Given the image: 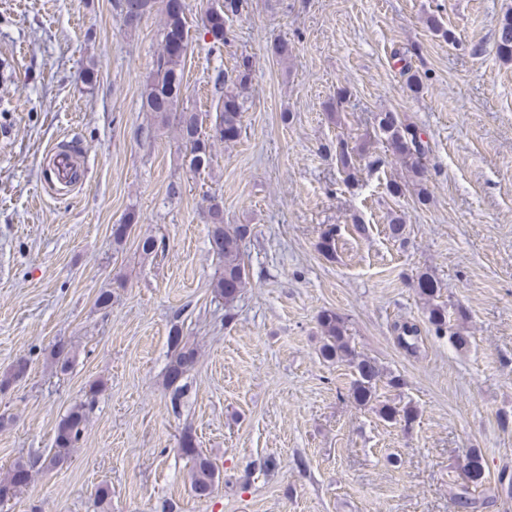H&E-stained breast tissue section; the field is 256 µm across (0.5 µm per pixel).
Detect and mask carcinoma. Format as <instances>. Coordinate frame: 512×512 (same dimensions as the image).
<instances>
[{
  "label": "carcinoma",
  "instance_id": "1",
  "mask_svg": "<svg viewBox=\"0 0 512 512\" xmlns=\"http://www.w3.org/2000/svg\"><path fill=\"white\" fill-rule=\"evenodd\" d=\"M154 0H120L119 7L124 15L125 24L133 27L149 12ZM243 9V0H221V3L206 11L201 19L203 35L210 37L214 48L224 46L229 40L228 23ZM163 15L162 44L155 63V69L146 85L143 107L166 121L176 111L177 103L184 93V58L192 43L191 25L186 8L171 10L161 8ZM497 54L505 61H512V13L505 14L499 22L496 40ZM252 62L245 57L236 62L231 70L217 74L215 91L219 94L214 124L211 133L202 131V122L192 113L182 112L178 119V134L188 151L189 167L194 171L210 167L212 145L216 141L232 143L242 133V112L245 111L242 91L252 81ZM377 129L384 138L393 155L419 181H424L427 143L415 126L403 121L399 113L385 111L378 114ZM355 150L345 141L336 143V159L341 167L350 172L355 169ZM210 224V245L213 253L222 262V271L212 280L211 288L216 297L224 300L225 305L232 304L246 285V268L242 258L241 244L251 233L247 224L224 223V207L213 201L208 208ZM318 251L326 258L336 253V226L327 227L317 244ZM420 294L428 303V322L435 333L448 330V309L435 302L439 288L436 281L428 276L418 278ZM323 337L321 356L327 361H340L354 370L355 378L351 386V395L360 406H368L377 400L376 387L381 380L382 371L371 360L362 358L350 345L348 328L343 316L333 310H323L317 317ZM168 344L172 358L166 367V385L174 388L172 405H177L181 382L197 361L195 348L184 340L181 328L174 327ZM70 348L64 342L53 346L52 358L66 371L70 362ZM28 371V360L19 359L10 374L0 379V388H7L12 382L24 377ZM102 385L94 381L88 385L84 401L73 405L57 424L53 442L44 457L18 459L9 475L0 480V500L13 499L21 491L20 477L33 478L36 471L54 470L67 464L86 432L89 415L92 412ZM378 415L388 421H400L409 427L416 420V412L410 407L399 409L388 402L376 406ZM179 452L193 463L191 488L199 499L211 498L217 473L212 462L202 454L196 439L186 431L179 441ZM463 471L468 480L481 486L484 482L483 457L473 452L467 456Z\"/></svg>",
  "mask_w": 512,
  "mask_h": 512
}]
</instances>
